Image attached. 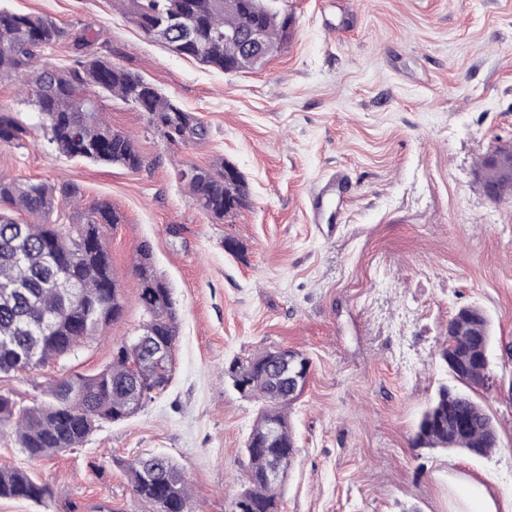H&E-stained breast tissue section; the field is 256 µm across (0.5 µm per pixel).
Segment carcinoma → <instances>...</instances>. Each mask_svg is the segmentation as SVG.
<instances>
[{
  "mask_svg": "<svg viewBox=\"0 0 512 512\" xmlns=\"http://www.w3.org/2000/svg\"><path fill=\"white\" fill-rule=\"evenodd\" d=\"M146 32L180 14L192 21L195 36L186 39L172 31L158 36L171 52L224 71L230 66L253 70V62L236 45L224 42V30L259 26L270 46L281 49L291 33L288 14L265 9V0H239L235 9L224 0H119ZM67 41L76 51L64 69L37 68L42 52ZM86 35L74 36L52 20L0 9V78L18 82L40 115L41 129L53 149L68 158L103 162L140 170L144 157L133 139L111 128L100 112L96 94L117 98L151 114L157 126L168 127L177 142L207 135L206 126L192 112L159 92L142 76L112 63L104 51L87 53ZM28 128L15 115L0 109V145H18ZM228 163L184 164L178 170L189 198L217 221L237 210L248 190L242 175L227 174ZM189 170L191 175L183 177ZM480 185L486 189L499 179L489 157L480 160ZM74 184L18 181L0 175V203L24 216L0 213V373L18 372L65 359L85 342L101 335L125 308L119 278L112 270L104 226L121 217L112 205L96 202L80 224H58L51 215L60 205L79 199ZM139 278L138 303L143 310L139 337L121 342L111 362L94 375L57 380L43 390L41 400L25 408L0 395V425L13 424L16 442L30 460L49 458L79 448L103 421L121 422L135 416L144 404H132L137 389L156 392L169 383L178 338V312L172 291L153 265L152 247L145 242L134 264ZM486 314L472 306L460 308L448 322L440 359L451 358L460 369L454 378L477 386L486 367L485 346L491 343ZM163 345L169 354L154 360L152 347ZM273 351L246 361L234 360L224 374L243 396L259 404V412L245 441L250 461L248 485L234 505L252 512H278L284 484L265 478L270 457L291 456L298 448L288 410L304 388L282 391L271 366ZM277 426L275 438L269 437ZM413 447L458 450L480 455L498 447V431L485 407L466 390L440 386L421 414ZM132 494L151 512H196L189 483L178 465L161 455L137 456L125 464ZM50 497L47 485L27 471L0 468V498H23L41 503Z\"/></svg>",
  "mask_w": 512,
  "mask_h": 512,
  "instance_id": "cac0c4a2",
  "label": "carcinoma"
}]
</instances>
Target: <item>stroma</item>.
<instances>
[{
    "instance_id": "35a3bbf8",
    "label": "stroma",
    "mask_w": 512,
    "mask_h": 512,
    "mask_svg": "<svg viewBox=\"0 0 512 512\" xmlns=\"http://www.w3.org/2000/svg\"><path fill=\"white\" fill-rule=\"evenodd\" d=\"M293 35L263 67L224 73L175 55L113 0H0V7L89 32L114 64L193 112L205 138L171 142L149 113L99 96L133 135L136 172L60 156L42 134L0 146V175L70 181L79 223L105 200L126 306L66 359L0 374V395L32 406L63 377L93 374L143 322L133 264L142 243L178 309L168 388L82 447L33 461L0 427V467L30 471L51 496L0 499V512H149L122 461L172 457L200 512H231L247 481L256 401L224 375L232 360L290 349L312 361L292 406L298 454L281 512H453L467 481L512 498V200L480 188L477 163L512 144V0H275ZM234 165L242 207L214 221L190 201L179 162ZM342 173L311 223V192ZM491 321L497 388L476 397L500 446L481 457L412 447L418 419L453 377L438 358L450 318Z\"/></svg>"
}]
</instances>
